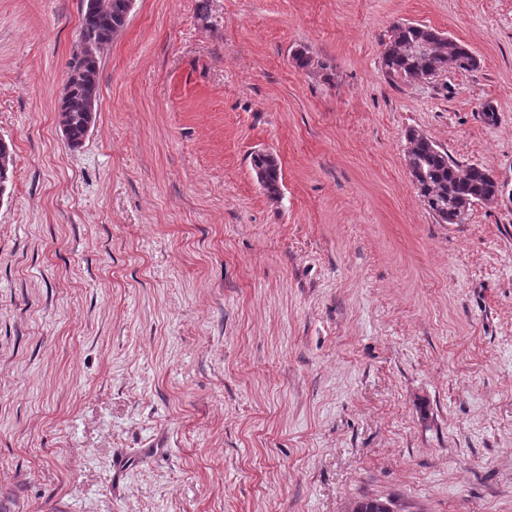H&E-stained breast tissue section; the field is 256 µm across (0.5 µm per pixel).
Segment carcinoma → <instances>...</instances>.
I'll use <instances>...</instances> for the list:
<instances>
[{
    "label": "carcinoma",
    "instance_id": "obj_1",
    "mask_svg": "<svg viewBox=\"0 0 512 512\" xmlns=\"http://www.w3.org/2000/svg\"><path fill=\"white\" fill-rule=\"evenodd\" d=\"M128 18L126 0H81L76 50L67 65L64 93L58 103V123L71 148L83 145L94 123L100 100V69L104 50ZM477 58L463 44L421 25H397L382 56L381 67L391 78L407 82L426 80L448 71H470ZM405 162L424 206L440 224H462L478 203H491L501 186L484 167L461 164L422 132H407ZM252 170L261 172L271 198L280 195L279 160L255 153ZM13 148L0 143V186H9ZM389 498H371L354 504L355 512H389Z\"/></svg>",
    "mask_w": 512,
    "mask_h": 512
}]
</instances>
